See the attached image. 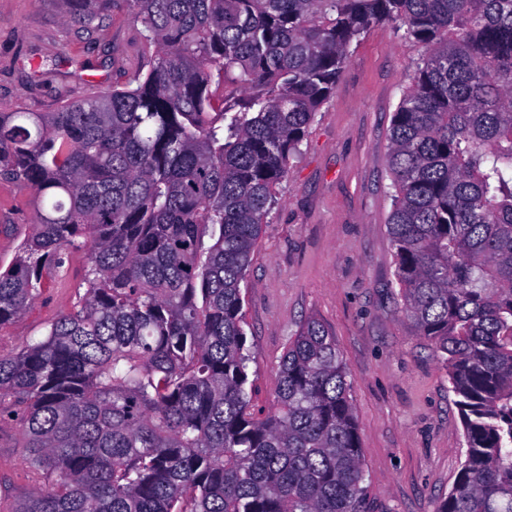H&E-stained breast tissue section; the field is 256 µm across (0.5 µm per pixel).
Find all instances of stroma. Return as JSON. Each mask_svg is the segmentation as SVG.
I'll use <instances>...</instances> for the list:
<instances>
[{
    "mask_svg": "<svg viewBox=\"0 0 512 512\" xmlns=\"http://www.w3.org/2000/svg\"><path fill=\"white\" fill-rule=\"evenodd\" d=\"M92 25L74 0H0V113L53 112L148 71L151 52L128 0H100ZM420 48L391 25L354 48L277 190L247 271L244 329L256 412L272 411L280 360L307 319L333 334L348 372L362 460L361 512H438L466 446L456 396L436 353L407 318L395 283L387 155L393 112ZM32 192L0 176V268L33 230ZM86 248L43 273L40 296L0 326V355L41 340L71 311ZM17 421L0 419V512L37 477L22 462Z\"/></svg>",
    "mask_w": 512,
    "mask_h": 512,
    "instance_id": "obj_1",
    "label": "stroma"
}]
</instances>
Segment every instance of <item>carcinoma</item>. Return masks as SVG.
I'll use <instances>...</instances> for the list:
<instances>
[{
	"label": "carcinoma",
	"instance_id": "cac0c4a2",
	"mask_svg": "<svg viewBox=\"0 0 512 512\" xmlns=\"http://www.w3.org/2000/svg\"><path fill=\"white\" fill-rule=\"evenodd\" d=\"M130 3L146 73L0 113V175L38 199L0 272V326L88 250L72 310L0 356V412H17L44 476L16 512H359L332 334L300 326L257 416L242 285L291 158L377 24L422 49L390 123L389 233L464 429L438 512H512V0Z\"/></svg>",
	"mask_w": 512,
	"mask_h": 512
}]
</instances>
